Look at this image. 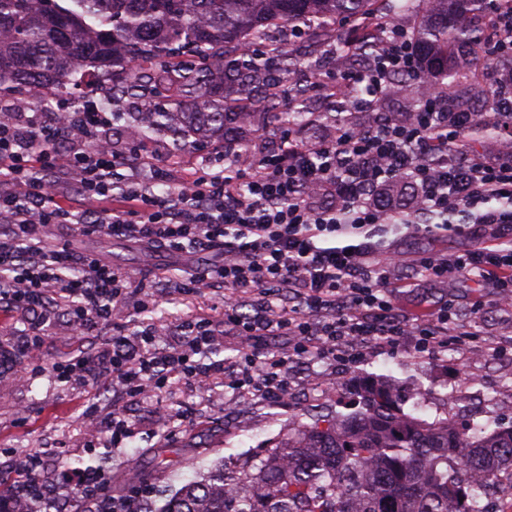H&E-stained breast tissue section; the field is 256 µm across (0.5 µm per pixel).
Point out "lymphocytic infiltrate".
<instances>
[{
    "instance_id": "f902f5d3",
    "label": "lymphocytic infiltrate",
    "mask_w": 512,
    "mask_h": 512,
    "mask_svg": "<svg viewBox=\"0 0 512 512\" xmlns=\"http://www.w3.org/2000/svg\"><path fill=\"white\" fill-rule=\"evenodd\" d=\"M381 29L361 69L320 73L314 81L349 111L372 113L370 122L351 121L313 141L291 128L276 148L227 147L177 178L156 166L146 146L116 152L103 138L111 123L104 110L82 106L22 124L0 118V180L13 187L0 193V306L33 316L21 343L29 358L23 377L43 370L42 328L55 314V296L70 303L69 324L81 334L115 329L132 292L126 274L104 259L47 245L51 224L151 250L212 253V270L185 269L177 289L222 290L224 324L238 336L246 363L236 383L277 403L289 393L291 363L305 354L349 368L368 344L396 348L410 339L421 353L474 347L472 329L452 318L451 299L413 312L399 298L418 282L437 286L465 274L494 289L498 306H512V153L454 150L479 123L512 136V70L488 69L495 111H449L447 88L429 84L413 117L381 115L376 108L396 76L420 80L425 72L407 29L394 21ZM61 141L68 144L62 152ZM66 177L96 206L95 215L62 203ZM161 184L165 192L156 193ZM436 221L463 226L471 245L451 255L408 256L376 236L380 226L415 236ZM175 328L182 340L165 348L150 327L53 364L62 382L107 375L110 447L134 436L125 418L131 399L177 376L204 383L220 374V366L198 360L218 339L213 318H180ZM268 333L287 337V349L256 356L257 338Z\"/></svg>"
}]
</instances>
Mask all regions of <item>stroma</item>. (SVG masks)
I'll use <instances>...</instances> for the list:
<instances>
[{
	"label": "stroma",
	"mask_w": 512,
	"mask_h": 512,
	"mask_svg": "<svg viewBox=\"0 0 512 512\" xmlns=\"http://www.w3.org/2000/svg\"><path fill=\"white\" fill-rule=\"evenodd\" d=\"M348 36L345 27L338 28L333 36L312 31L300 40L285 28L269 30V43L296 50L299 56L298 68L285 83L305 86L307 111L338 110L337 102L326 101L311 89L309 64L328 58L334 38ZM48 234L54 244H68L112 261L131 281H148V308H141L138 297L129 298L125 320L131 327L153 323L164 328L165 344L176 340V315L203 312L217 321L222 318L218 292L203 288L185 296L174 288L187 263L197 262L196 254L172 257L164 252L150 253L118 239L81 234L72 224L51 225ZM448 294L454 299L458 320L473 323L477 333L489 338L512 336V312L496 306L493 289L477 287L461 276L449 279L444 289H416L403 296L401 303L407 309L424 311ZM478 303L483 313L476 321L472 311ZM45 334L42 356L49 365L104 348L111 340L109 332L96 327L85 335H73L62 310L46 324ZM27 361V356L18 352L0 357V490L17 488L14 464L30 454L41 456L38 477L48 488L60 470L80 460L91 465L103 457L110 481L126 488H143L141 512H157L163 503V490L199 479L218 462L235 465L244 451L260 450L288 423H307L314 415L335 410L337 400L361 374L422 384L427 391L422 412L426 419L456 413L470 423L512 426V360L453 346L427 355L417 352L408 341L395 350L372 345L361 364L351 369L311 354L302 356L289 370L295 399L285 405L241 395L225 386L220 377L204 387L170 379L164 389L144 401L127 404L126 415L135 428L127 447L98 448L89 441L105 439L112 418V390L107 377L99 376L91 386L61 383L49 372L17 380V370ZM90 404L96 405L100 422L92 437L86 435L81 420Z\"/></svg>",
	"instance_id": "stroma-1"
}]
</instances>
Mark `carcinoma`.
Listing matches in <instances>:
<instances>
[{
    "mask_svg": "<svg viewBox=\"0 0 512 512\" xmlns=\"http://www.w3.org/2000/svg\"><path fill=\"white\" fill-rule=\"evenodd\" d=\"M414 12L425 67L445 86L478 90L474 73L453 55L467 47L493 58L485 19L512 13V0H0V98L36 104L88 76L143 141L170 137L176 152L215 146L246 127H264L250 112L255 92L298 66L277 49L278 68L245 54L274 26L329 30L343 21L367 25L335 49L350 59L374 47L380 5ZM477 125L463 150L492 138ZM349 413H328L288 433L232 471L224 466L183 485L158 512H499L512 505V426L463 428L448 415L432 422L405 412L404 391L390 377L356 381Z\"/></svg>",
    "mask_w": 512,
    "mask_h": 512,
    "instance_id": "carcinoma-1",
    "label": "carcinoma"
}]
</instances>
